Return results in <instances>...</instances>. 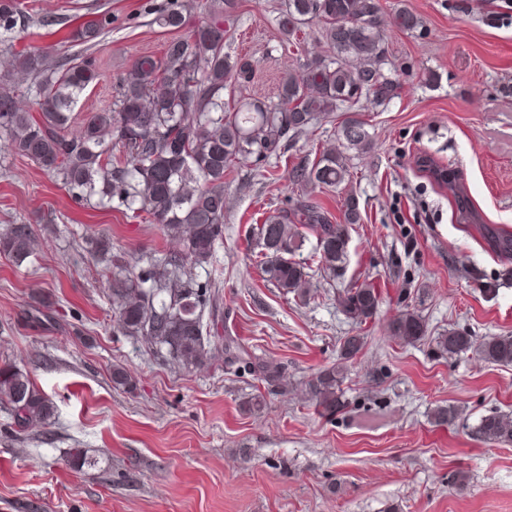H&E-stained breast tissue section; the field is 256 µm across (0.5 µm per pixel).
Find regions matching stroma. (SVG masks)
Segmentation results:
<instances>
[{
	"mask_svg": "<svg viewBox=\"0 0 512 512\" xmlns=\"http://www.w3.org/2000/svg\"><path fill=\"white\" fill-rule=\"evenodd\" d=\"M164 2L22 0L33 21L0 44V61L65 42L70 28L60 17L110 13L111 29L88 48L100 78L76 108L80 116L100 111L135 61L161 55L172 37L153 22ZM482 2L380 0L387 69L400 95L342 108L263 169L246 158L226 177L224 238L195 275L220 282L224 333L249 361L283 365L276 383L226 368L220 352L187 368L119 331L108 293L112 262L90 257L87 235L106 230L115 251L144 267L175 243L157 225L76 203L37 164L0 151V228L30 224L38 235L23 263L0 254V365L27 372L53 404L46 423L24 430L0 410V512H512V445L467 431L488 412L512 413V366L471 351L442 358L431 343L402 344L389 328L410 306L433 336L449 328L476 337L512 332L505 260L458 222L451 193L417 165L427 155L450 168L485 223L512 232V0H495L502 17L493 27L481 18ZM282 3L234 0L224 23L225 52L253 65L243 95L275 99L286 73L332 53L316 25L282 49ZM403 7L421 28L393 27ZM354 110L371 151L351 154L339 187L298 193L336 221L345 199L356 197L363 220L350 231L343 270L311 267L316 292L299 305L263 280L248 238L279 207L292 166L337 144ZM476 270L501 279L497 294L482 291ZM364 278L382 303L364 329V348L346 364V408L329 417L304 383L338 363L339 339L355 334L336 294ZM117 365L132 385L113 382ZM256 395L262 405L250 407ZM448 405L458 422L436 425L432 412ZM75 448L96 456L98 468L77 470ZM458 470L470 476L461 488L448 482Z\"/></svg>",
	"mask_w": 512,
	"mask_h": 512,
	"instance_id": "1",
	"label": "stroma"
}]
</instances>
